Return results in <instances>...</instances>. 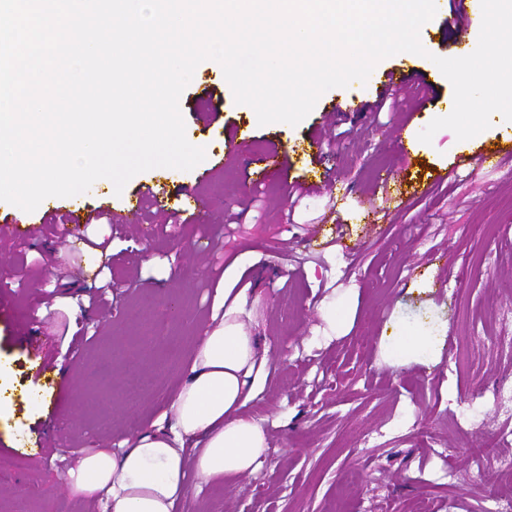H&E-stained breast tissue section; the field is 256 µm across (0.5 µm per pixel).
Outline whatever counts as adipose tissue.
I'll list each match as a JSON object with an SVG mask.
<instances>
[{
  "label": "adipose tissue",
  "mask_w": 512,
  "mask_h": 512,
  "mask_svg": "<svg viewBox=\"0 0 512 512\" xmlns=\"http://www.w3.org/2000/svg\"><path fill=\"white\" fill-rule=\"evenodd\" d=\"M246 305V294L230 298L218 292L215 311L171 399L170 417H158L125 448L74 449L76 465L66 476L73 495L100 502L104 512H174L189 492V476L208 485L253 470L267 440L263 425L245 407L255 383L269 373L268 344L245 331ZM446 341L439 323H390L381 347L392 366H434Z\"/></svg>",
  "instance_id": "1"
}]
</instances>
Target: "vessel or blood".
Masks as SVG:
<instances>
[{"mask_svg": "<svg viewBox=\"0 0 512 512\" xmlns=\"http://www.w3.org/2000/svg\"><path fill=\"white\" fill-rule=\"evenodd\" d=\"M438 15L447 19V24L455 34L456 44H465L474 29L482 20L480 0H455L453 7L438 5ZM417 87L422 89V104H437L440 93L429 78V73L423 69L413 68L408 71H399L388 74L386 79H379L377 75H370L367 83L362 84L357 93L341 91L340 98L332 109L336 112H367L372 108V97H384L395 90ZM285 151L278 145H270L258 161L262 165V172L271 177L281 175L283 171ZM169 196L166 190L153 186L142 187L129 199L120 215L114 216L113 222L117 225H132L143 208L149 207L160 214L168 213ZM62 218L64 225L86 226L91 222L89 214L79 200H72L68 209L62 210L51 205L46 209L47 221Z\"/></svg>", "mask_w": 512, "mask_h": 512, "instance_id": "vessel-or-blood-1", "label": "vessel or blood"}]
</instances>
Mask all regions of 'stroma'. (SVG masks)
<instances>
[{"mask_svg": "<svg viewBox=\"0 0 512 512\" xmlns=\"http://www.w3.org/2000/svg\"><path fill=\"white\" fill-rule=\"evenodd\" d=\"M418 96L409 88L392 111L335 115L324 95L298 125L262 126L223 72L201 62L183 92L188 141L223 155L233 131L250 132L249 150H288L284 178L264 181L226 159L211 172L201 163L153 168L119 194L101 184L85 203L105 221L141 186L174 198L167 215L146 209L136 226L114 227L93 273L71 254L87 228L66 232L42 211L0 201V380L9 387L0 512H95L67 488L76 463L68 449H114L148 429L182 380L216 289L245 287L259 299L245 326L270 345V376L247 405L264 420L269 449L255 471L188 493L176 512H491L512 499V413L490 401L512 388V351L498 345L512 333V156L474 173L453 168L460 153L499 149L512 126L464 141L442 129L426 144L418 134L437 110L416 112ZM216 105L219 118L204 124ZM317 132L315 157L306 146ZM380 166L440 178L424 192L394 183L382 191L373 181ZM321 182L331 192L295 190ZM181 186L198 192V209L176 198ZM21 215L33 238L12 234ZM139 237L151 257L139 253ZM176 239L183 253L171 251ZM254 253L255 270L236 278L230 261ZM170 292L180 317L165 311ZM335 297L347 307L333 329L320 304ZM112 307L122 316L104 323ZM395 319L446 324L441 362L389 366L380 339ZM37 364L64 369L67 387L35 377ZM138 374L156 386L131 406L126 384ZM39 387L50 412L33 426L28 401Z\"/></svg>", "mask_w": 512, "mask_h": 512, "instance_id": "35a3bbf8", "label": "stroma"}]
</instances>
